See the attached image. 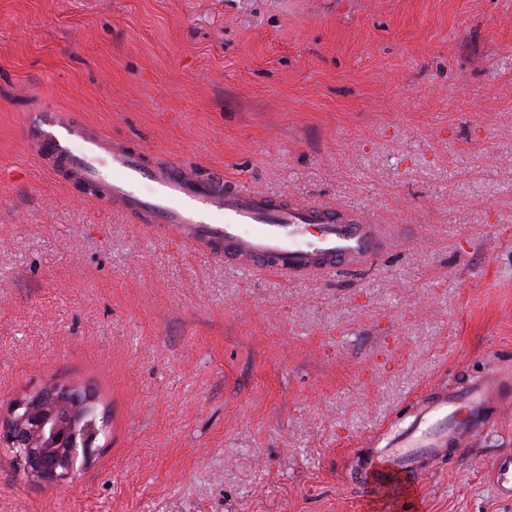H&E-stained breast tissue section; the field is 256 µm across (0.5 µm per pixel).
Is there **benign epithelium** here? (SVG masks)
Listing matches in <instances>:
<instances>
[{"instance_id": "benign-epithelium-1", "label": "benign epithelium", "mask_w": 512, "mask_h": 512, "mask_svg": "<svg viewBox=\"0 0 512 512\" xmlns=\"http://www.w3.org/2000/svg\"><path fill=\"white\" fill-rule=\"evenodd\" d=\"M90 393L74 386L46 384L12 401L0 412V447L10 451L17 467L25 474L47 482H64L75 476V470L63 455L47 466L42 456L47 447L62 443L75 420L72 399Z\"/></svg>"}]
</instances>
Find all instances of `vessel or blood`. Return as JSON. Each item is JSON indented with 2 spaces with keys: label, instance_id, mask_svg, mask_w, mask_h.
<instances>
[{
  "label": "vessel or blood",
  "instance_id": "1",
  "mask_svg": "<svg viewBox=\"0 0 512 512\" xmlns=\"http://www.w3.org/2000/svg\"><path fill=\"white\" fill-rule=\"evenodd\" d=\"M30 141L55 175L93 187L152 237L176 239L251 269L287 278L314 271L332 276L367 264L388 235L360 212L279 199L228 184L217 172L201 176L152 158L67 112L39 113ZM501 388L492 372L462 388L434 389L404 427L376 441L365 467L367 486L415 483L422 461L482 433Z\"/></svg>",
  "mask_w": 512,
  "mask_h": 512
}]
</instances>
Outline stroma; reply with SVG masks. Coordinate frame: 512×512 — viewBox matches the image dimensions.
<instances>
[{
  "instance_id": "35a3bbf8",
  "label": "stroma",
  "mask_w": 512,
  "mask_h": 512,
  "mask_svg": "<svg viewBox=\"0 0 512 512\" xmlns=\"http://www.w3.org/2000/svg\"><path fill=\"white\" fill-rule=\"evenodd\" d=\"M63 109L199 174L367 213L370 263L286 278L148 236L33 155ZM512 375V0H0V409L86 385L75 480L0 448V512H390L367 439ZM512 398L416 512H512Z\"/></svg>"
}]
</instances>
